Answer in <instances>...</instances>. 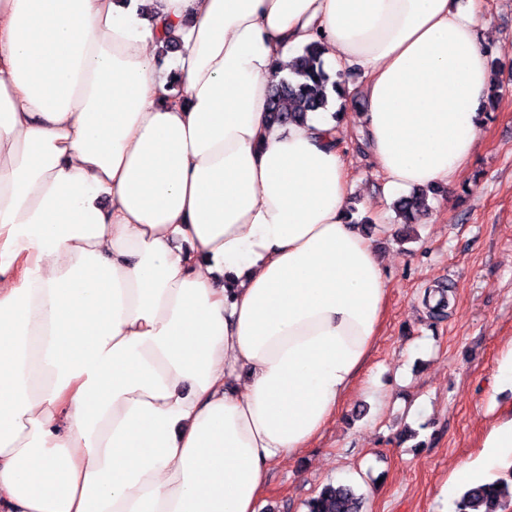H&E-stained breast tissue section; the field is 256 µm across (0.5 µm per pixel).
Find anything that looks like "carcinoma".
<instances>
[{"instance_id":"1","label":"carcinoma","mask_w":512,"mask_h":512,"mask_svg":"<svg viewBox=\"0 0 512 512\" xmlns=\"http://www.w3.org/2000/svg\"><path fill=\"white\" fill-rule=\"evenodd\" d=\"M341 74L331 77L324 68L321 44L311 42L293 58L290 75L271 86L268 112L278 126L302 124L310 112H327L331 102L346 97ZM393 208L405 224L417 223L426 211L423 197L411 194ZM491 481L467 487L456 501V512H504L503 498ZM307 512H364V496L349 484L328 482L306 503Z\"/></svg>"}]
</instances>
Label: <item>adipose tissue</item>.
<instances>
[{"label":"adipose tissue","instance_id":"1","mask_svg":"<svg viewBox=\"0 0 512 512\" xmlns=\"http://www.w3.org/2000/svg\"><path fill=\"white\" fill-rule=\"evenodd\" d=\"M312 41L365 78L388 186H453L489 82L474 5L0 0V512H258L335 420L388 283L342 128L268 121ZM482 446L452 483L512 467V404Z\"/></svg>","mask_w":512,"mask_h":512}]
</instances>
